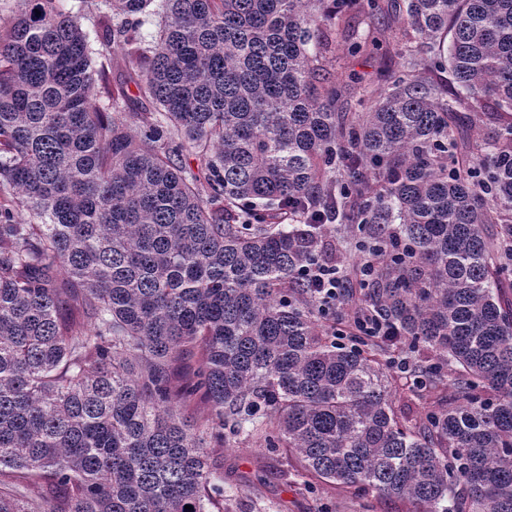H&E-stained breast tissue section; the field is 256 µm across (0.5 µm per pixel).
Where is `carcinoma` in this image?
<instances>
[{"instance_id": "obj_1", "label": "carcinoma", "mask_w": 512, "mask_h": 512, "mask_svg": "<svg viewBox=\"0 0 512 512\" xmlns=\"http://www.w3.org/2000/svg\"><path fill=\"white\" fill-rule=\"evenodd\" d=\"M64 2L0 13V512H224L228 439L512 512V0H112L114 85ZM366 7L398 69L353 110L321 59ZM349 224L377 266L324 314L298 270ZM359 290L398 342L336 343Z\"/></svg>"}]
</instances>
